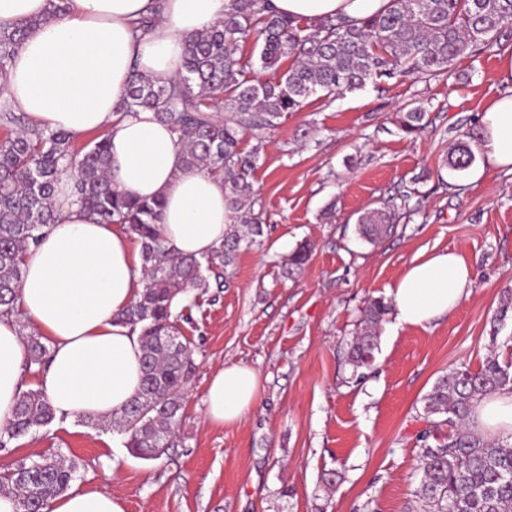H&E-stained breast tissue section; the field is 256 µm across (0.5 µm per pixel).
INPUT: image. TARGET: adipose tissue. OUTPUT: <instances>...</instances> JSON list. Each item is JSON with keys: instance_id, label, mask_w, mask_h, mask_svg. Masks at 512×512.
Listing matches in <instances>:
<instances>
[{"instance_id": "obj_1", "label": "adipose tissue", "mask_w": 512, "mask_h": 512, "mask_svg": "<svg viewBox=\"0 0 512 512\" xmlns=\"http://www.w3.org/2000/svg\"><path fill=\"white\" fill-rule=\"evenodd\" d=\"M230 0H68L52 15L49 0H0V26L37 16L48 22L17 49L0 74V96L33 125L81 137L104 132L112 155L110 177L123 193L163 197L159 226L172 253L200 256L224 240L229 222L224 183L186 167L183 149L154 111L120 112L133 74L166 84L179 72L186 39L224 18ZM274 11L308 22L328 17L361 25L385 13L390 0H271ZM152 30L136 32L144 17ZM475 150L486 168L512 173V93L491 99L478 114ZM54 206L60 213L22 266L16 308L50 347L35 377L57 416L119 417L141 384L142 345L121 313L143 290L142 264L126 226L99 223L74 201V182L61 177ZM474 274L455 251L413 261L391 295L400 323L428 325L448 315L469 293ZM26 345L14 320L0 319V429L22 391ZM260 378L228 365L210 378L206 415L215 424L240 421L259 400ZM473 429L512 439V391L483 397ZM47 512H125L103 489L78 488L53 498Z\"/></svg>"}]
</instances>
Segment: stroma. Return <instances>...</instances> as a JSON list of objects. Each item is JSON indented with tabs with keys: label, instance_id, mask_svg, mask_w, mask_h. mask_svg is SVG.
Returning a JSON list of instances; mask_svg holds the SVG:
<instances>
[{
	"label": "stroma",
	"instance_id": "1",
	"mask_svg": "<svg viewBox=\"0 0 512 512\" xmlns=\"http://www.w3.org/2000/svg\"><path fill=\"white\" fill-rule=\"evenodd\" d=\"M509 55L504 37L456 60L451 77H381L310 98L264 131L252 206L263 234L223 270V288L196 290L179 325L195 363L179 443L144 460L111 423L76 420L0 449V475L58 454L76 462V487L107 490L125 512H404L420 479L424 396L453 369L512 359V174L489 169L473 183L442 165L507 91L494 75ZM415 107L425 118L408 133L401 120ZM384 206L391 233L364 240L359 218ZM303 245L308 261L289 270ZM445 250L471 265L469 295L425 327L385 315L372 364L353 376L362 308L390 300L414 258ZM232 364L258 373L260 398L218 426L206 389Z\"/></svg>",
	"mask_w": 512,
	"mask_h": 512
}]
</instances>
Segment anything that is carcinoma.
<instances>
[{"mask_svg":"<svg viewBox=\"0 0 512 512\" xmlns=\"http://www.w3.org/2000/svg\"><path fill=\"white\" fill-rule=\"evenodd\" d=\"M40 25L0 27V72L6 70L29 30ZM512 35V0H392L389 11L360 26L326 19L309 25L276 13L270 0H230L224 19L189 37L181 70L167 85L134 75L121 108L145 107L174 132L184 163L224 181L231 223L224 243L201 257L171 253L158 232L165 202L161 197L128 196L112 186V157L101 135L76 148L64 131L41 130L21 112L0 102V318L15 312L22 265L44 228L56 221L53 196L64 174L75 180L76 201L102 224H123L141 244L144 289L121 314L139 333L143 348L139 393L116 419L126 447L154 460L175 446L182 421V396L193 368L191 342L171 346L178 322L191 309L194 289L234 263L242 241L261 235L258 218L245 212L254 195L260 146H244L246 134L277 126L308 98H329L364 87L378 77L449 75L451 63L493 41ZM252 43L260 68L276 78L253 76L252 58L241 48ZM292 59L282 69L286 59ZM225 110L224 117L216 112ZM475 160L466 142L443 160L455 171ZM393 214L373 210L360 219V234L372 241L392 231ZM388 305L373 300L362 309L361 329L352 338L348 360L353 370L368 365L378 349L377 329ZM25 372L39 373L49 359L41 337L24 335ZM512 390V361L488 355L481 367L455 369L440 376L423 398L430 428L419 437L421 479L413 491L411 512H512V443L489 439L470 426L476 402L497 391ZM44 394H20L0 448L13 439L54 423ZM434 439L435 444L428 443ZM75 464L54 455L22 462L0 477L17 496L22 512H43L48 501L68 490Z\"/></svg>","mask_w":512,"mask_h":512,"instance_id":"carcinoma-1","label":"carcinoma"}]
</instances>
